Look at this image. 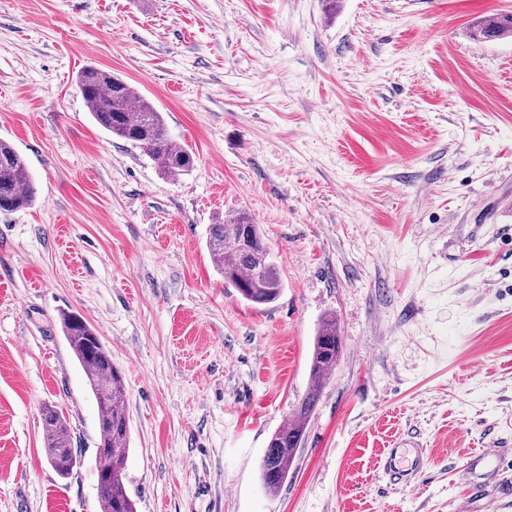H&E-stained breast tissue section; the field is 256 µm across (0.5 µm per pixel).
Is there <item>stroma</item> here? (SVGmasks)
<instances>
[{
    "mask_svg": "<svg viewBox=\"0 0 512 512\" xmlns=\"http://www.w3.org/2000/svg\"><path fill=\"white\" fill-rule=\"evenodd\" d=\"M512 0H0V140L29 209L0 213V512H101L98 408L60 314L124 376L136 512H512ZM124 78L192 148L162 175L95 123L75 83ZM260 224L284 289L253 306L206 240ZM335 315L340 359L287 482L259 464L310 384ZM82 465L46 460L41 410ZM419 442L425 474L380 460ZM508 447L507 495L472 453ZM512 35V13H501L491 19L475 22L470 28L474 40L503 38ZM394 444L381 460L389 482L395 486L411 487L418 482L425 467L424 449L418 444L404 447ZM504 450L489 451L479 455L469 456L466 467L463 472L473 483L474 489L478 492L485 493L487 489H498L500 493V485H496L494 476L499 472V461L503 457Z\"/></svg>",
    "mask_w": 512,
    "mask_h": 512,
    "instance_id": "obj_1",
    "label": "stroma"
}]
</instances>
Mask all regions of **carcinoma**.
Masks as SVG:
<instances>
[{"label":"carcinoma","instance_id":"1","mask_svg":"<svg viewBox=\"0 0 512 512\" xmlns=\"http://www.w3.org/2000/svg\"><path fill=\"white\" fill-rule=\"evenodd\" d=\"M512 35V13L475 22L470 36L475 40ZM77 86L93 120L112 135L139 148L166 176L192 171L193 154L172 139L162 113L132 85L112 72L89 65L77 75ZM5 212L18 211L36 201V188L25 160L9 143L0 141V202ZM207 248L224 281L238 290L244 300L262 305L275 301L283 290L278 269L269 258L259 225L244 216H234L210 228ZM62 331L75 358L82 366L99 409V418L112 422L105 435L106 447L97 451V480L112 479L98 492L101 512H135L123 481L129 451L128 413L120 371L96 330L79 314H61ZM341 340L336 318L323 319L314 339L310 362V385L293 418L269 438L260 462L261 479L271 492L278 491L301 446L307 420L321 390L340 357ZM47 460L63 478L72 474V437L64 417L45 407L41 414Z\"/></svg>","mask_w":512,"mask_h":512}]
</instances>
